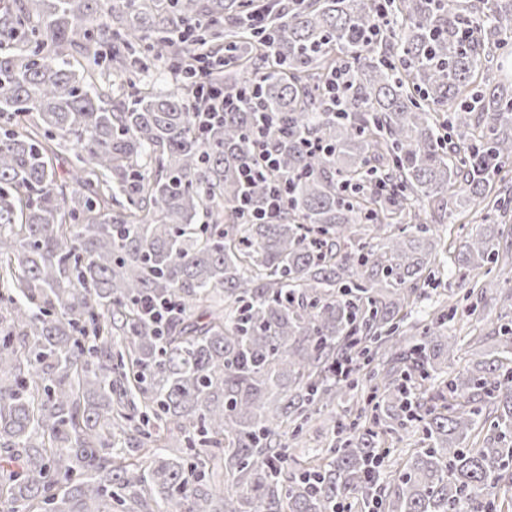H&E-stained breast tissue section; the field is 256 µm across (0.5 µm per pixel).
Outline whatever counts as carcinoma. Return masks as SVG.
<instances>
[{
    "mask_svg": "<svg viewBox=\"0 0 512 512\" xmlns=\"http://www.w3.org/2000/svg\"><path fill=\"white\" fill-rule=\"evenodd\" d=\"M201 45L224 66L141 88ZM511 69L512 0H0V512H512V322L450 372L457 307L410 321L445 264L484 300L471 271L512 253L436 229L512 208ZM202 82L224 121L194 112ZM260 143L288 185L248 224ZM204 98L207 97L208 109L203 112V117L207 121L218 122L224 119V112H230L235 107L233 102H225L224 92L215 87L203 88ZM353 399L349 396L342 401H336V403L325 410V412L318 418L317 421L314 422V427L309 430L308 433L303 438L305 448L309 449L310 456L315 454H320L323 447H326V440L324 436L321 435V425L324 419H327L330 416L329 412H332V415H336L337 418H342L347 413V410L351 406H353ZM319 429V431H318Z\"/></svg>",
    "mask_w": 512,
    "mask_h": 512,
    "instance_id": "carcinoma-1",
    "label": "carcinoma"
}]
</instances>
